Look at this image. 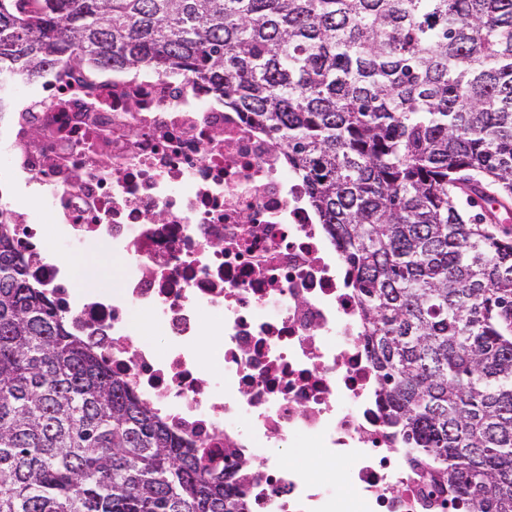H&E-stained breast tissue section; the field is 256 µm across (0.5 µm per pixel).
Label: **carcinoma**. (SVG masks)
I'll list each match as a JSON object with an SVG mask.
<instances>
[{"label":"carcinoma","instance_id":"carcinoma-1","mask_svg":"<svg viewBox=\"0 0 512 512\" xmlns=\"http://www.w3.org/2000/svg\"><path fill=\"white\" fill-rule=\"evenodd\" d=\"M47 62L205 80L346 253L388 437L512 512V0H0V82ZM34 286L0 217V512H247Z\"/></svg>","mask_w":512,"mask_h":512}]
</instances>
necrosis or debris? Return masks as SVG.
I'll list each match as a JSON object with an SVG mask.
<instances>
[{
	"label": "necrosis or debris",
	"mask_w": 512,
	"mask_h": 512,
	"mask_svg": "<svg viewBox=\"0 0 512 512\" xmlns=\"http://www.w3.org/2000/svg\"><path fill=\"white\" fill-rule=\"evenodd\" d=\"M0 163L24 183L0 211L34 284L214 471L247 512H457L391 443L358 296L283 149L201 81L151 65L53 63L0 88ZM105 250L123 286L78 284L67 259ZM163 350L137 342L140 316ZM311 448L322 476L284 466Z\"/></svg>",
	"instance_id": "4bbe7bcc"
}]
</instances>
